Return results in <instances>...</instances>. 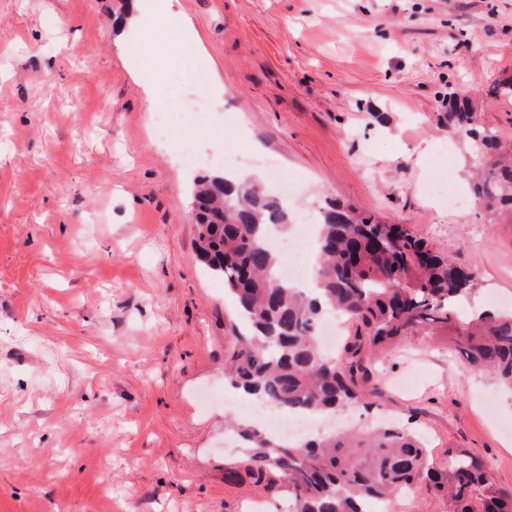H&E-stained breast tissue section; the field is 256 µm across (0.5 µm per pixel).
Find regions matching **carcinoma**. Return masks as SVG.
Here are the masks:
<instances>
[{"mask_svg": "<svg viewBox=\"0 0 512 512\" xmlns=\"http://www.w3.org/2000/svg\"><path fill=\"white\" fill-rule=\"evenodd\" d=\"M438 123L468 145L470 192L512 220V139L483 126L474 98L448 94ZM191 209L198 257L224 281L247 332H233L224 352L228 384L290 413H328L374 405V360L414 336H439L466 365L512 388V311L460 315L480 274L440 255L408 224H387L339 201L319 207L316 292L282 279L267 228L286 227V204L254 183L224 173L193 180ZM344 317L347 339L334 355L320 348L323 310ZM246 442L241 469L256 484L282 483L294 512H364L368 500H391L426 485L448 512H512V488L495 484L489 465L464 448L432 458L408 430L394 426L334 433L300 445L232 424Z\"/></svg>", "mask_w": 512, "mask_h": 512, "instance_id": "cac0c4a2", "label": "carcinoma"}]
</instances>
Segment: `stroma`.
Masks as SVG:
<instances>
[{"label":"stroma","mask_w":512,"mask_h":512,"mask_svg":"<svg viewBox=\"0 0 512 512\" xmlns=\"http://www.w3.org/2000/svg\"><path fill=\"white\" fill-rule=\"evenodd\" d=\"M130 0H0V512H289L287 490L227 478L242 458L225 392L234 312L201 264L196 175L241 152L268 194L289 182L291 230L335 198L407 224L480 273L462 310L512 301V223L477 200L442 206L427 187L453 165L470 192L466 144L435 117L449 93L479 102L512 138V0H173L202 45L207 116L166 142L115 17ZM372 409L323 430L407 427L432 454L465 448L512 487V392L438 337L379 366Z\"/></svg>","instance_id":"1"}]
</instances>
